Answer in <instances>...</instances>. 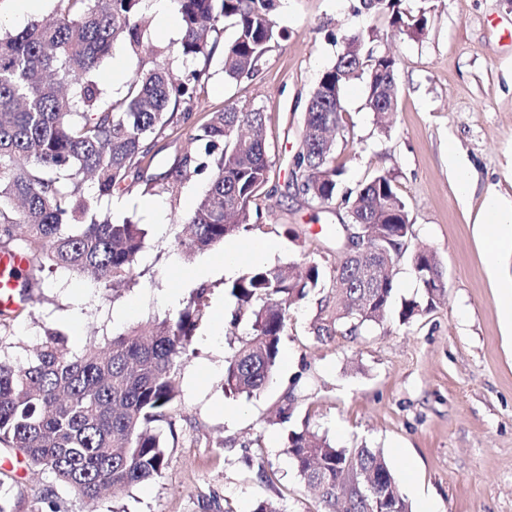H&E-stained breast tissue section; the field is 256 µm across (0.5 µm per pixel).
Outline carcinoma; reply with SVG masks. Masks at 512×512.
Wrapping results in <instances>:
<instances>
[{
  "label": "carcinoma",
  "mask_w": 512,
  "mask_h": 512,
  "mask_svg": "<svg viewBox=\"0 0 512 512\" xmlns=\"http://www.w3.org/2000/svg\"><path fill=\"white\" fill-rule=\"evenodd\" d=\"M142 0H57L56 18L0 35V251H9L16 225L26 230L30 266L90 272L107 288L131 283L133 262L145 232L130 221L102 217L98 203L127 180L166 190L204 170L209 182L184 223L187 252L234 240L260 218L256 200L270 179L272 162L263 138L264 114L231 107L210 112L191 126L194 147L157 176L146 175L152 134L173 118L169 111L192 105L209 80L207 66L177 78L174 54L209 59V34L228 22L234 38L224 44V74L253 75L271 45L282 38L278 0H171L182 36L162 46L148 33ZM402 0H360L362 9L387 16L399 30L422 31L426 10H400ZM371 35L346 39L336 63L325 70L307 101L302 141L291 158L293 185L319 204L336 201L342 168L338 140L346 124L342 95L360 80L366 107L397 105L395 59L367 47ZM149 64L125 82L110 101L97 80L112 47ZM92 179L95 191L86 192ZM351 224H365L380 258H393L411 233L408 203L394 179L378 172L342 197ZM422 273L420 298L402 299L398 320L407 325L431 310L445 293L435 252L412 254ZM393 276L365 288L349 261L338 258L333 283L315 261L256 266L229 285L249 332L236 338L226 360L224 392L253 395L271 381L291 307L322 291L320 338L353 337L380 325L394 298ZM196 292L175 320L112 337L104 348L77 353L67 334L48 329L24 361L0 356V447L88 499L108 487L124 489L161 476L166 448L161 424L173 428L179 393L174 371L188 355L205 308ZM286 451L304 483L319 492L325 512H410L383 453L365 446L338 448L325 436L291 431Z\"/></svg>",
  "instance_id": "cac0c4a2"
}]
</instances>
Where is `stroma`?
<instances>
[{
    "label": "stroma",
    "instance_id": "1",
    "mask_svg": "<svg viewBox=\"0 0 512 512\" xmlns=\"http://www.w3.org/2000/svg\"><path fill=\"white\" fill-rule=\"evenodd\" d=\"M359 6L360 0H280L282 39L253 77L237 81L224 77L223 45L234 34L225 27L192 117L230 106L263 112L273 172L258 200L261 217L239 241H273L271 267L309 259L334 272L336 228L347 223V212L298 195L290 160L318 77L335 64L345 38L373 32L372 49L396 60L397 110L382 125L365 105L364 82L345 90L349 134L336 152L342 186L356 188L378 171L393 175L409 204L410 246L437 253L445 298L406 326L390 318L353 338L321 339L314 333L320 296L311 294L290 310L280 361L265 389L226 394L227 334L244 336L248 325H230L236 301L229 278L200 285L190 280L194 266L220 258L224 248L189 255L179 245L183 219L208 177L195 176L172 192L125 182L99 210L146 231L133 282L115 292L84 273L35 272L26 306L8 318L12 345L6 353L25 359L45 328L67 329L75 308L81 345L103 347L130 327L175 319L181 305L205 289L204 315L176 371L180 392L174 429L164 437L167 465L154 481L91 501L52 475L30 470L22 455L0 449V458L10 460L0 487L13 512H31L33 497L41 494L63 512H212L214 496L222 512H253L262 500L282 512H321L285 450L288 432L303 429L340 448L380 449L412 512L428 504L434 512H512V328L501 322L498 291L512 279V254L491 250L481 227L488 196L512 204V0H404L406 9L427 10L418 35L393 32L384 18ZM141 67L117 48L103 59L98 80L116 99ZM188 136L179 120L158 131L149 173L169 170ZM452 156L474 179L464 199L448 173ZM148 202L163 209L165 226L154 224L144 209ZM169 291L179 292L178 305L162 303ZM133 301L139 310L126 316ZM219 302L224 314L218 320ZM286 403L291 416L278 421ZM230 406L239 410L232 420L225 414Z\"/></svg>",
    "mask_w": 512,
    "mask_h": 512
}]
</instances>
